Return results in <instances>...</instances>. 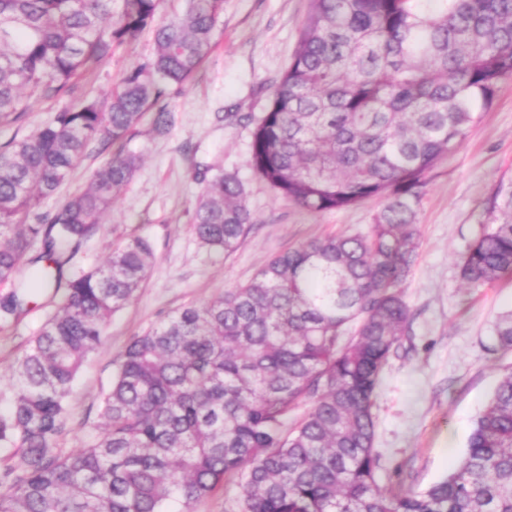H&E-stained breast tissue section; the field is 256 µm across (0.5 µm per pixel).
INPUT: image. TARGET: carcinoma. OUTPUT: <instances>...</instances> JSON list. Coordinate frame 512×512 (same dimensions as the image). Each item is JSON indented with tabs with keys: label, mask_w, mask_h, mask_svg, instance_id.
<instances>
[{
	"label": "carcinoma",
	"mask_w": 512,
	"mask_h": 512,
	"mask_svg": "<svg viewBox=\"0 0 512 512\" xmlns=\"http://www.w3.org/2000/svg\"><path fill=\"white\" fill-rule=\"evenodd\" d=\"M0 0V119L32 98L73 93L115 50L153 34L152 55L101 101L75 99L36 132L0 146V282L14 283L36 242L48 266L37 285L63 291L5 378L0 512H171L229 485L239 512H512V369L477 417L468 449L419 491L379 485L373 408L412 318L403 286L418 256L426 173L453 151L512 75V0H310L288 69L253 132L248 165L313 213L370 198L365 234L310 240L271 259L242 286L188 305L126 347L98 406L89 448L53 451L72 384L104 325L145 281L154 254L134 237L101 265L61 283V269L96 234L140 157L121 149L55 213L39 212L97 142L122 143L210 52L224 0ZM251 229L245 187L220 169L200 192L192 231L234 251ZM479 287L512 274V177L484 208L458 260ZM29 288L0 299V319L24 312ZM512 350V311L492 329ZM301 417H296L299 409Z\"/></svg>",
	"instance_id": "1"
}]
</instances>
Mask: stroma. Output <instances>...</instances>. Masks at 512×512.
I'll list each match as a JSON object with an SVG mask.
<instances>
[{
	"label": "stroma",
	"mask_w": 512,
	"mask_h": 512,
	"mask_svg": "<svg viewBox=\"0 0 512 512\" xmlns=\"http://www.w3.org/2000/svg\"><path fill=\"white\" fill-rule=\"evenodd\" d=\"M309 0H224L214 45L199 69L163 103L173 116L168 133L142 122L124 143L141 156L133 181L112 201L97 233L64 267L65 277L99 265L131 237L147 239L154 263L131 302L105 326L102 343L73 383L69 417L57 449L90 447L98 431V402L112 385L130 341L190 304L249 282L279 253L315 238L366 232L382 206L373 198L342 210L310 213L275 193L248 166L258 118L287 69ZM151 33L118 48L79 79L77 95L103 99L135 63L150 56ZM69 97L33 98L19 119L0 120V143L49 122ZM112 156L94 143L57 194L42 205L54 211L83 191ZM238 173L245 184L252 229L229 254L201 248L192 233L196 198L210 169ZM512 174V78L456 150L425 175L417 215V261L405 282L412 320L404 346L384 373L374 413L379 483L422 490L444 478L468 448L473 423L512 352L491 332L512 310V276L480 288L461 285L457 260L481 231L485 202L501 176ZM54 291L35 292L17 319L0 323V370L35 336L53 312Z\"/></svg>",
	"instance_id": "35a3bbf8"
}]
</instances>
